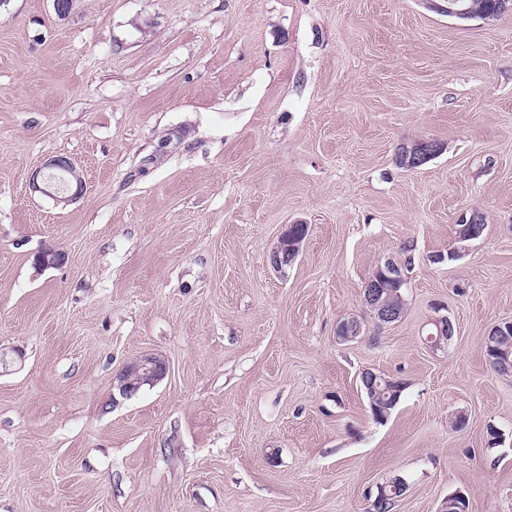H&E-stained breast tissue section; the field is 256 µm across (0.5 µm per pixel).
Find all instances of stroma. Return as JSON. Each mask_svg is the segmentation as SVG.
Masks as SVG:
<instances>
[{
    "label": "stroma",
    "instance_id": "obj_1",
    "mask_svg": "<svg viewBox=\"0 0 512 512\" xmlns=\"http://www.w3.org/2000/svg\"><path fill=\"white\" fill-rule=\"evenodd\" d=\"M443 5H0V512H368L397 476V512H512V378L484 350L512 321V11ZM419 139L444 150L399 166ZM56 156L86 184L66 205L29 188ZM408 244L401 320L341 340ZM145 353L168 373L124 398ZM365 368L407 383L381 423ZM447 1V11L448 16L456 17L460 19H468L472 17L474 18H488L490 14L498 16L501 13H498L496 10L498 9V5L495 3V0H444ZM467 6H465V3ZM492 17L491 19H493ZM299 224H290L278 240L277 245L270 254V264L278 272H282L285 265L292 264L300 253L306 235L296 230Z\"/></svg>",
    "mask_w": 512,
    "mask_h": 512
}]
</instances>
